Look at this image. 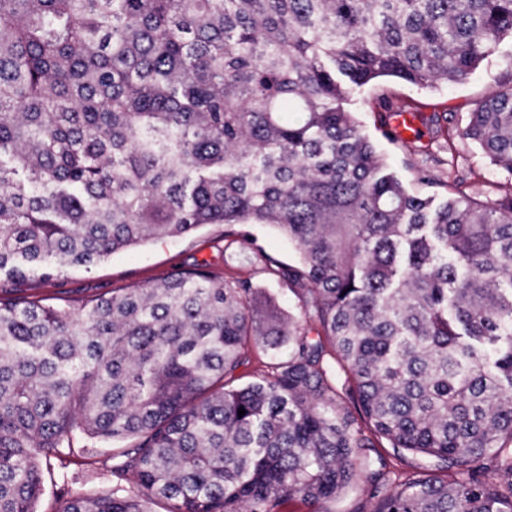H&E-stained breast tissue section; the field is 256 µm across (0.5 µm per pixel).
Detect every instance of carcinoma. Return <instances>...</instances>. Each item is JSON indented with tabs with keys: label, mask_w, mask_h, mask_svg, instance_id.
Segmentation results:
<instances>
[{
	"label": "carcinoma",
	"mask_w": 512,
	"mask_h": 512,
	"mask_svg": "<svg viewBox=\"0 0 512 512\" xmlns=\"http://www.w3.org/2000/svg\"><path fill=\"white\" fill-rule=\"evenodd\" d=\"M506 39L512 0H0V271L222 224L295 298L262 322L258 286L205 261L76 308L0 297V512H38L78 433L116 485L61 512H288L362 479L371 512H512V181L436 204L347 108L384 77L461 82ZM502 62L441 163L458 137L512 174ZM255 345L273 362L238 388ZM381 440L456 478L391 477ZM249 230L259 239L264 245L266 252L274 259L282 262L283 264H295L299 259V254L292 247L288 240L277 235L272 230L261 225H251Z\"/></svg>",
	"instance_id": "carcinoma-1"
}]
</instances>
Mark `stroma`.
Masks as SVG:
<instances>
[{
	"label": "stroma",
	"mask_w": 512,
	"mask_h": 512,
	"mask_svg": "<svg viewBox=\"0 0 512 512\" xmlns=\"http://www.w3.org/2000/svg\"><path fill=\"white\" fill-rule=\"evenodd\" d=\"M510 54L512 43L503 42L498 55L483 61L467 80L458 84L425 90L398 79H383L353 95L351 107L365 134L409 191L443 197L447 194V182L464 175L472 190L493 198L497 195L496 183L508 181L512 176L495 169L480 148L469 140H456L455 163L450 167L392 142L378 121V99L386 96L396 102L408 101L424 116L435 113L449 115L455 124L464 125L473 103L496 91L501 59ZM422 168L439 178L438 186L431 187L419 181L418 171ZM203 260L225 276L247 278L254 274L253 266L242 260L237 247H226L223 225L207 224L178 238L113 254L89 269L79 266L68 268L49 281L33 277L21 279L0 272V294L35 295L52 305L74 304L115 289L156 283ZM109 467L110 462L103 454L97 456L89 473L69 462L55 463L53 479L47 482L45 494L38 505L39 512H61L66 500L77 494L93 496L111 491Z\"/></svg>",
	"instance_id": "35a3bbf8"
}]
</instances>
